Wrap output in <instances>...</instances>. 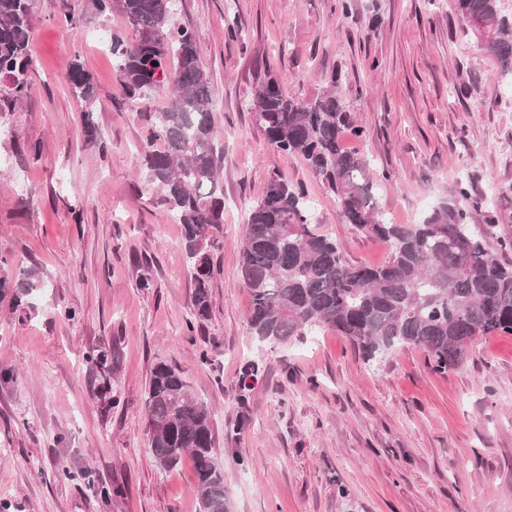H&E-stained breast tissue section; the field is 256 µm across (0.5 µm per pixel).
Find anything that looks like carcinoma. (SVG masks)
<instances>
[{"instance_id":"obj_1","label":"carcinoma","mask_w":512,"mask_h":512,"mask_svg":"<svg viewBox=\"0 0 512 512\" xmlns=\"http://www.w3.org/2000/svg\"><path fill=\"white\" fill-rule=\"evenodd\" d=\"M178 0H123L132 39L112 35L110 51L129 98L168 88L166 105L150 117L143 155L149 183L163 193L182 225L194 289L188 329L208 320L213 301L212 251L224 224V183L219 178L215 101L194 30L174 22ZM499 0H454L466 22L495 28L486 53L512 78V24L499 17ZM31 0H0V100H23L32 66L28 33ZM68 80L83 100L95 94L80 65ZM255 123L283 155L302 158L336 196L342 220L365 238L390 244L376 266L351 264L336 242L315 231L311 200L301 184L279 175L267 181L249 209L241 268L251 298L248 329L261 343L286 345L314 329H328L357 344L369 360L398 346L425 352L437 373L459 368L477 339L512 334V265L494 257L490 225L469 223V185L415 224H395L377 202L379 184L367 163L344 149L359 138L346 98L330 90L310 103L288 96L283 78L270 76L250 104ZM90 140L106 153L108 140L85 116ZM148 442L157 464L193 461L198 512H228L224 464L216 453L212 411L193 397L175 367L157 363L145 396Z\"/></svg>"}]
</instances>
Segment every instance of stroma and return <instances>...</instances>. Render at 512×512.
Wrapping results in <instances>:
<instances>
[{
	"label": "stroma",
	"mask_w": 512,
	"mask_h": 512,
	"mask_svg": "<svg viewBox=\"0 0 512 512\" xmlns=\"http://www.w3.org/2000/svg\"><path fill=\"white\" fill-rule=\"evenodd\" d=\"M88 2L32 0L29 95L0 110V372L12 373L0 379V512H198L191 459L166 471L148 445L145 389L160 361L213 413L229 512H512V335L476 340L445 374L411 347L366 360L331 330L261 344L240 268L246 214L274 174L306 187L317 230L349 263L389 254L255 124L248 103L270 73L304 102L333 87L346 97L365 135L344 147L392 175L379 192L386 217L416 223L469 182L470 223L492 225L493 253L512 264V81L451 0H352L347 13L342 0H180L224 148L213 309L192 330L182 227L139 156L165 95L127 98L98 39L128 32L121 0L106 15ZM65 12L75 29L59 25ZM73 61L94 79L92 100L72 90ZM87 112L107 154L88 140ZM93 347L115 354L113 372L87 366ZM249 360L262 376L243 401Z\"/></svg>",
	"instance_id": "stroma-1"
}]
</instances>
